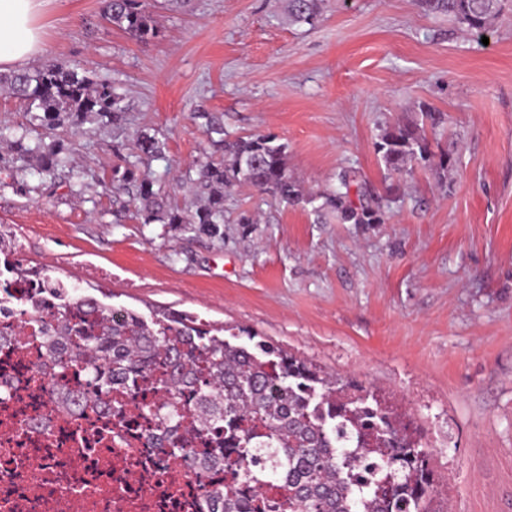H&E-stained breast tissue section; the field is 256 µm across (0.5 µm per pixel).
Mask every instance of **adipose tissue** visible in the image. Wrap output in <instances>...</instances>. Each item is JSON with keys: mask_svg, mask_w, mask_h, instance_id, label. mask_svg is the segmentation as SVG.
<instances>
[{"mask_svg": "<svg viewBox=\"0 0 512 512\" xmlns=\"http://www.w3.org/2000/svg\"><path fill=\"white\" fill-rule=\"evenodd\" d=\"M45 0H0V71L43 58L48 46L39 18Z\"/></svg>", "mask_w": 512, "mask_h": 512, "instance_id": "obj_1", "label": "adipose tissue"}]
</instances>
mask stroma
I'll return each mask as SVG.
<instances>
[{
    "instance_id": "35a3bbf8",
    "label": "stroma",
    "mask_w": 512,
    "mask_h": 512,
    "mask_svg": "<svg viewBox=\"0 0 512 512\" xmlns=\"http://www.w3.org/2000/svg\"><path fill=\"white\" fill-rule=\"evenodd\" d=\"M104 0H49L47 61L118 83L129 119L64 140L55 179L17 172L0 147V224L24 265L102 288L143 316L176 309L378 388L422 433L431 512H512V9L487 40L419 0H323L311 25L283 0H147L159 29L138 41L103 18ZM455 164L390 174L376 144L421 106ZM204 110L230 136L273 133L306 190L356 170L390 198L381 224L317 220L242 188L224 201L223 238L143 224L115 202L112 167L145 131L163 158L139 164L174 203L211 147ZM257 218L236 223L239 212Z\"/></svg>"
}]
</instances>
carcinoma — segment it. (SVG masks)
Listing matches in <instances>:
<instances>
[{"label": "carcinoma", "instance_id": "cac0c4a2", "mask_svg": "<svg viewBox=\"0 0 512 512\" xmlns=\"http://www.w3.org/2000/svg\"><path fill=\"white\" fill-rule=\"evenodd\" d=\"M428 13H444L469 33L488 31L504 0H421ZM322 0H287L288 18L313 24ZM104 18L130 37L159 35L144 0H106ZM0 88L26 105L31 130L120 126L127 121L126 96L108 79L60 63L0 74ZM205 132L224 160H201L190 179L198 204L173 207L162 186L140 177L137 164L163 155L164 144L140 132L136 160L118 156L113 187L127 195L143 224H189L224 238V194L253 188L291 206H309L341 224H383L385 211L356 175L338 176L334 190L307 193L288 171L287 145L271 134L224 138V125L207 113ZM29 130V131H31ZM14 136L17 169L51 177L65 163L58 140L27 143ZM377 150L386 169L410 175L418 167L444 181L453 154L436 155L423 129L399 124L380 136ZM15 244L0 233V285L8 278L41 279L28 299L24 325L47 333V356L37 373L53 381L84 371L104 413L120 412L122 396L142 382L155 399L144 411L157 424L149 438L156 455L193 471L222 461L232 481L206 492L207 512H429L434 478L417 431L399 418L371 387L258 343L250 349L212 333L210 325L165 312L147 321L125 307L106 304L53 277L47 268H23ZM88 400L82 390L59 389L57 408L77 413Z\"/></svg>", "mask_w": 512, "mask_h": 512}]
</instances>
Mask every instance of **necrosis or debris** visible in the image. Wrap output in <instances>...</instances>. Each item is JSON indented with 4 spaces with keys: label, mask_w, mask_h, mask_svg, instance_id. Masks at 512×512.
<instances>
[{
    "label": "necrosis or debris",
    "mask_w": 512,
    "mask_h": 512,
    "mask_svg": "<svg viewBox=\"0 0 512 512\" xmlns=\"http://www.w3.org/2000/svg\"><path fill=\"white\" fill-rule=\"evenodd\" d=\"M38 280L10 279L0 300V512H201L202 494L223 488V468L187 471L145 445L154 423L127 408L103 417L91 400L60 412L37 367L44 335L21 328L22 303ZM22 343H14V336Z\"/></svg>",
    "instance_id": "obj_1"
}]
</instances>
